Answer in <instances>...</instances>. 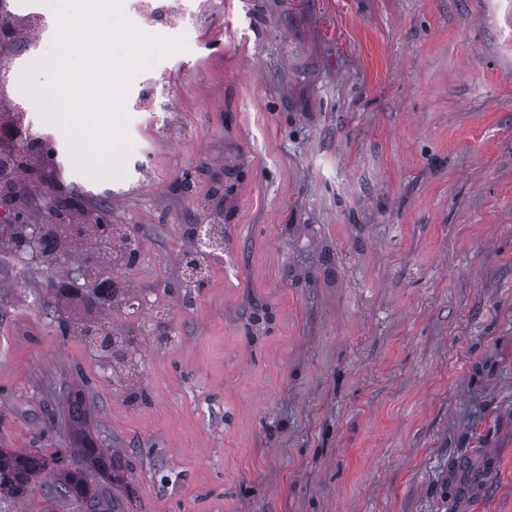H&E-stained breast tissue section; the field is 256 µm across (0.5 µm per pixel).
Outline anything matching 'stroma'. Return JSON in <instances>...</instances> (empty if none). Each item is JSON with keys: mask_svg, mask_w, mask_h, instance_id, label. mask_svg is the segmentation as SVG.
<instances>
[{"mask_svg": "<svg viewBox=\"0 0 512 512\" xmlns=\"http://www.w3.org/2000/svg\"><path fill=\"white\" fill-rule=\"evenodd\" d=\"M186 4L151 105L124 95L122 175L57 143L139 241L138 306L103 316L147 398L44 307L58 268L1 250L0 445L64 447L81 383L136 453L129 512H512V0ZM217 193L224 253L190 290Z\"/></svg>", "mask_w": 512, "mask_h": 512, "instance_id": "stroma-1", "label": "stroma"}]
</instances>
